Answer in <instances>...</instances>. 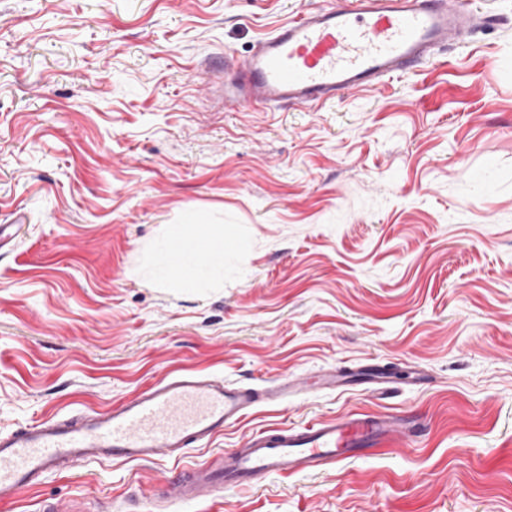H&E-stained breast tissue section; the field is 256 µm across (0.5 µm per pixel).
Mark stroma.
Instances as JSON below:
<instances>
[{"label": "stroma", "mask_w": 512, "mask_h": 512, "mask_svg": "<svg viewBox=\"0 0 512 512\" xmlns=\"http://www.w3.org/2000/svg\"><path fill=\"white\" fill-rule=\"evenodd\" d=\"M327 0H0V431L106 409L171 373L267 386L374 362L390 395L317 390L180 459L74 464L8 512H150L246 435L351 411L416 442L174 512H512V0L465 47L316 111H228L225 55ZM224 225V285L142 263Z\"/></svg>", "instance_id": "obj_1"}]
</instances>
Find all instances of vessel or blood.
I'll list each match as a JSON object with an SVG mask.
<instances>
[{
	"label": "vessel or blood",
	"instance_id": "b4317fda",
	"mask_svg": "<svg viewBox=\"0 0 512 512\" xmlns=\"http://www.w3.org/2000/svg\"><path fill=\"white\" fill-rule=\"evenodd\" d=\"M478 27L469 0H344L305 9L261 39L235 70L225 101L243 108L318 106L416 72L471 41ZM393 379L375 366L325 368L306 378L280 377L259 388L229 386L196 373L166 375L112 409L41 420L0 433V507L44 475L71 461L105 458L150 461L179 457L210 440L226 423L262 403L317 387L355 384L391 392ZM418 425L393 414H344L302 426L268 427L215 461L175 475L156 499L157 512L222 493L227 485H256L402 445Z\"/></svg>",
	"mask_w": 512,
	"mask_h": 512
}]
</instances>
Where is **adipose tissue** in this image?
Wrapping results in <instances>:
<instances>
[{
    "instance_id": "ef3b65f1",
    "label": "adipose tissue",
    "mask_w": 512,
    "mask_h": 512,
    "mask_svg": "<svg viewBox=\"0 0 512 512\" xmlns=\"http://www.w3.org/2000/svg\"><path fill=\"white\" fill-rule=\"evenodd\" d=\"M223 225L169 224L153 246L152 281L166 288H216L224 282Z\"/></svg>"
}]
</instances>
